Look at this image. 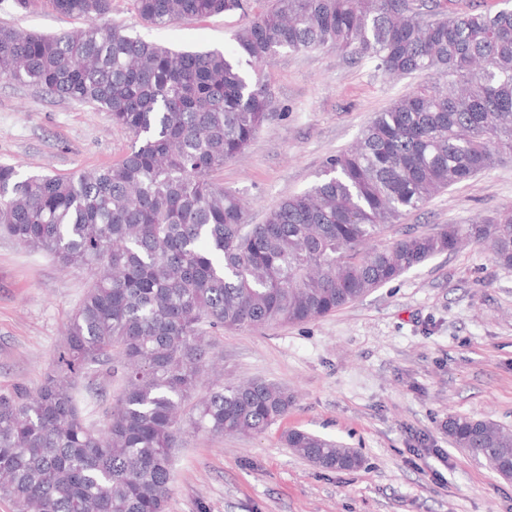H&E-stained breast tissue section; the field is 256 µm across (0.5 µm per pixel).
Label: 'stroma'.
<instances>
[{
  "instance_id": "stroma-1",
  "label": "stroma",
  "mask_w": 512,
  "mask_h": 512,
  "mask_svg": "<svg viewBox=\"0 0 512 512\" xmlns=\"http://www.w3.org/2000/svg\"><path fill=\"white\" fill-rule=\"evenodd\" d=\"M112 21L178 51L232 52L236 14L143 21L112 0ZM41 34L83 20L0 0V25ZM276 112L216 176L247 203L253 223L309 188L326 159L349 149L376 112L416 85L389 81L333 49L281 51L265 70ZM132 135L108 113L42 96L0 78V163L25 174L105 166ZM512 206V161L434 195L400 226L468 224ZM91 274L0 237V393L36 389L62 349L65 325ZM225 381L263 379L293 393L287 415L246 437L189 433L175 452L168 512H512V480L456 448L446 422L490 419L512 430V268L475 245L434 256L315 321L212 339ZM120 379L85 369L76 397L87 419ZM304 430L357 451L349 471L295 455L283 436Z\"/></svg>"
}]
</instances>
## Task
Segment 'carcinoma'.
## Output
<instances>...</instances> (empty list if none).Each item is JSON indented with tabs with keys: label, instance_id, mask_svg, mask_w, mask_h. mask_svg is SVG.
<instances>
[{
	"label": "carcinoma",
	"instance_id": "carcinoma-1",
	"mask_svg": "<svg viewBox=\"0 0 512 512\" xmlns=\"http://www.w3.org/2000/svg\"><path fill=\"white\" fill-rule=\"evenodd\" d=\"M134 0L166 25L240 11L235 57L175 51L109 20L112 0H15L84 19L46 35L0 25V77L109 113L130 152L72 175L0 164V235L95 270L63 351L32 393H0V500L12 512H167L174 452L188 429L260 433L294 396L270 381L204 382L224 329L325 317L468 242L512 267V207L366 248L436 193L512 158V7L450 12L447 0ZM331 48L385 77L431 73L375 114L315 183L252 224L214 174L275 110L263 70L276 55ZM91 365L124 386L87 424L73 395ZM448 437L503 473L512 431L448 419ZM284 443L327 470L362 464L349 448L291 430Z\"/></svg>",
	"mask_w": 512,
	"mask_h": 512
}]
</instances>
